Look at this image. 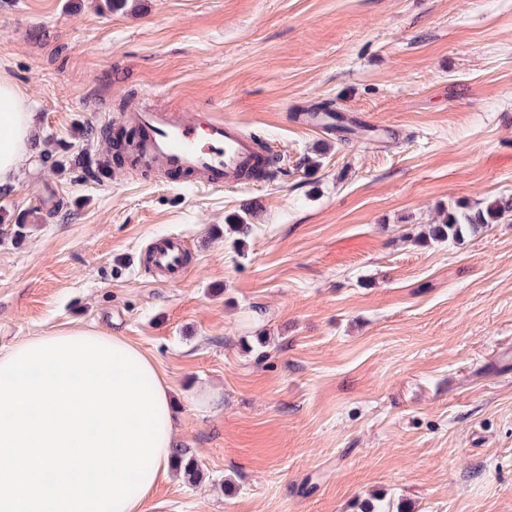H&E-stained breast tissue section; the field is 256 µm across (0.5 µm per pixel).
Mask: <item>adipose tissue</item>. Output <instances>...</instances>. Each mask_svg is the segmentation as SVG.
I'll use <instances>...</instances> for the list:
<instances>
[{
	"mask_svg": "<svg viewBox=\"0 0 512 512\" xmlns=\"http://www.w3.org/2000/svg\"><path fill=\"white\" fill-rule=\"evenodd\" d=\"M34 119L24 98L8 79L0 78V188L13 186L32 154Z\"/></svg>",
	"mask_w": 512,
	"mask_h": 512,
	"instance_id": "adipose-tissue-1",
	"label": "adipose tissue"
}]
</instances>
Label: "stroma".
I'll return each instance as SVG.
<instances>
[{
    "instance_id": "stroma-1",
    "label": "stroma",
    "mask_w": 512,
    "mask_h": 512,
    "mask_svg": "<svg viewBox=\"0 0 512 512\" xmlns=\"http://www.w3.org/2000/svg\"><path fill=\"white\" fill-rule=\"evenodd\" d=\"M0 76L38 127L0 195V351L82 326L155 362L201 477L145 512H512V219L428 237L512 197V0H0ZM326 100L377 132L296 122ZM143 104L286 163L223 189L79 180ZM165 236L193 268L159 284L139 258ZM511 213L512 198H488L476 209L460 207L448 211L441 224L433 225L431 235L435 240H458L468 231L497 224Z\"/></svg>"
}]
</instances>
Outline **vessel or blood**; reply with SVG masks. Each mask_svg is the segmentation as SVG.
<instances>
[{
	"mask_svg": "<svg viewBox=\"0 0 512 512\" xmlns=\"http://www.w3.org/2000/svg\"><path fill=\"white\" fill-rule=\"evenodd\" d=\"M137 163L151 167L163 162L169 173L188 175L198 186L225 188L239 185L244 177L264 174L252 137L230 121L204 110L178 113L145 108L135 112ZM187 246L177 237L153 242L147 269L157 281L181 280L189 271Z\"/></svg>",
	"mask_w": 512,
	"mask_h": 512,
	"instance_id": "b4317fda",
	"label": "vessel or blood"
}]
</instances>
